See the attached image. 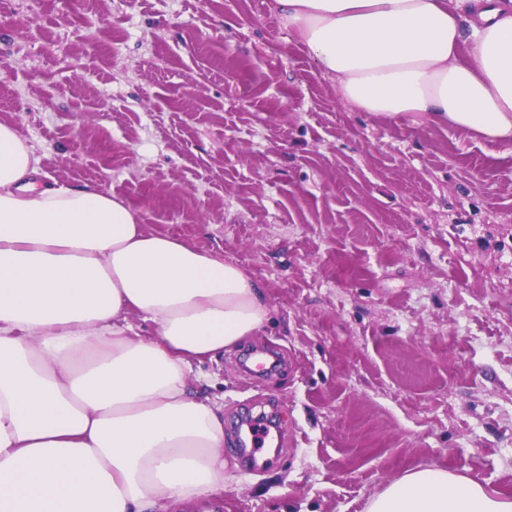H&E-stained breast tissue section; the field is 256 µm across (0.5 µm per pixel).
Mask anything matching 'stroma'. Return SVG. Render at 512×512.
Returning <instances> with one entry per match:
<instances>
[{"label":"stroma","instance_id":"stroma-1","mask_svg":"<svg viewBox=\"0 0 512 512\" xmlns=\"http://www.w3.org/2000/svg\"><path fill=\"white\" fill-rule=\"evenodd\" d=\"M0 122L48 178L224 255L267 325L195 363L224 512H364L405 470L512 498V150L342 99L269 0H0Z\"/></svg>","mask_w":512,"mask_h":512}]
</instances>
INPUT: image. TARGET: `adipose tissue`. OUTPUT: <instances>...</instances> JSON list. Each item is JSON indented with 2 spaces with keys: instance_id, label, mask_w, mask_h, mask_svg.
<instances>
[{
  "instance_id": "ef3b65f1",
  "label": "adipose tissue",
  "mask_w": 512,
  "mask_h": 512,
  "mask_svg": "<svg viewBox=\"0 0 512 512\" xmlns=\"http://www.w3.org/2000/svg\"><path fill=\"white\" fill-rule=\"evenodd\" d=\"M359 110L512 143V0H270ZM0 124V512H195L224 489V407L193 365L259 331L244 269L145 231L100 188L37 183ZM154 327L131 336L130 314ZM364 512H512L440 467Z\"/></svg>"
}]
</instances>
